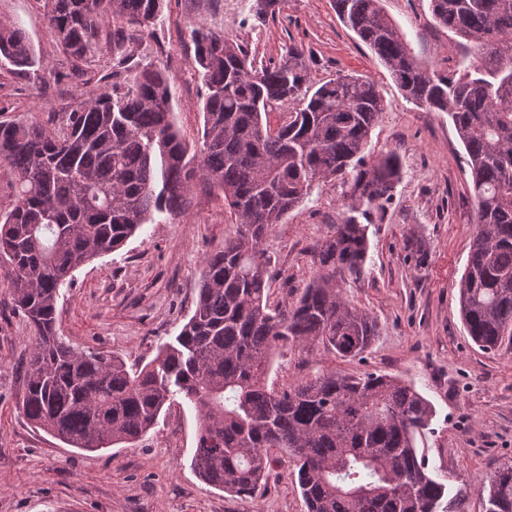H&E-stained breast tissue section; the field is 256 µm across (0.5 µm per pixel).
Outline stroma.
Returning <instances> with one entry per match:
<instances>
[{"instance_id": "35a3bbf8", "label": "stroma", "mask_w": 512, "mask_h": 512, "mask_svg": "<svg viewBox=\"0 0 512 512\" xmlns=\"http://www.w3.org/2000/svg\"><path fill=\"white\" fill-rule=\"evenodd\" d=\"M414 55L439 73L475 61L472 48L435 24L429 0H382ZM0 15L19 21L36 56L58 67L63 55L41 0H0ZM202 23L248 51L256 65L280 64L302 53L313 79L359 74L373 79L386 110L372 131L371 157L397 153L402 178L384 216L368 226L363 277L346 278L345 298L377 322L362 359L336 357L323 347L289 346L275 355L269 380L286 387L320 372H377L412 382L435 414L417 446L431 473L464 487L465 512H484L480 484L512 464V343L486 353L460 318L459 282L477 225L466 152L447 113L408 102L388 70L340 21L333 0H284L275 16L256 0H166L140 60L174 81L175 120L199 146L205 89L194 73L187 25ZM108 58L80 64L79 75L37 91L0 63V121H47L48 111L76 94L78 81L104 92ZM342 183L314 184L310 196L266 240L272 304L288 306L317 273L316 248L348 216ZM191 204L176 220L144 225L119 251L78 269L58 302L59 334L73 346L107 351L127 365L153 359L175 336L197 298L204 256L234 235L235 217L222 198L194 182ZM34 333L0 287V512H307L292 480L294 462L271 449L272 469L253 496L231 497L205 484L190 465L196 446L194 411L175 400L134 446L98 451L69 447L25 417L24 359Z\"/></svg>"}]
</instances>
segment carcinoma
Wrapping results in <instances>:
<instances>
[{
  "mask_svg": "<svg viewBox=\"0 0 512 512\" xmlns=\"http://www.w3.org/2000/svg\"><path fill=\"white\" fill-rule=\"evenodd\" d=\"M165 0H43L66 59L109 52L112 84L81 91L60 123L0 122V167L14 204L0 212V284L36 335L25 357V416L72 448L135 444L180 398L196 413L191 466L208 485L246 497L269 477L270 449L296 460L308 512H464L428 470L416 437L433 407L388 374L323 371L286 388L268 383L276 351L320 344L360 359L375 320L347 303L340 281L364 274L366 225L349 215L317 247L318 272L285 308L270 303L264 243L316 182L350 184V210L382 208L402 174L388 152L365 150L385 101L353 74L316 81L291 50L257 69L241 46L187 27L205 88L200 150L175 121L166 72L136 60ZM342 23L389 70L406 100L446 112L462 142L478 226L460 284L471 339L493 352L512 342V0H430L435 22L477 51L442 75L423 67L380 0H334ZM112 40L101 43L104 27ZM44 85L65 74L39 64L26 31L0 17V62ZM290 105L271 129L269 109ZM234 215V236L204 260L192 315L146 364L77 348L57 332V304L74 272L116 252L155 217L175 219L195 180ZM485 512H512V465L490 477Z\"/></svg>",
  "mask_w": 512,
  "mask_h": 512,
  "instance_id": "1",
  "label": "carcinoma"
}]
</instances>
